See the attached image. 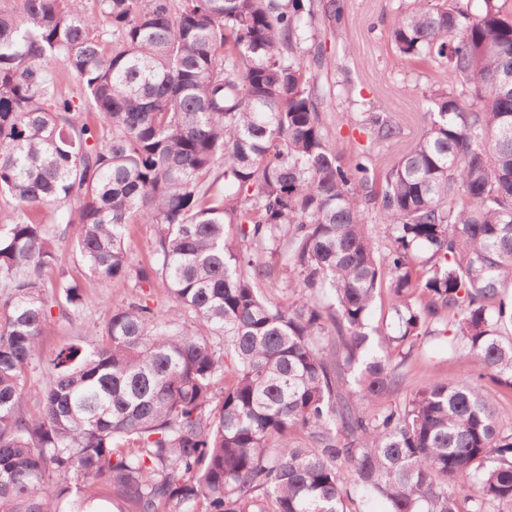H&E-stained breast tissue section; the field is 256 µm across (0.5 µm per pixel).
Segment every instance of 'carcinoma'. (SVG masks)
<instances>
[{"instance_id":"obj_1","label":"carcinoma","mask_w":512,"mask_h":512,"mask_svg":"<svg viewBox=\"0 0 512 512\" xmlns=\"http://www.w3.org/2000/svg\"><path fill=\"white\" fill-rule=\"evenodd\" d=\"M95 3L0 0V512H356L351 486L387 512L512 502L485 392L512 390V0L399 11L391 45L433 83L424 134L381 170L324 119L353 92L318 40L343 0ZM360 125L401 136L378 104ZM69 204L63 226L39 218ZM68 234L91 275L134 288L32 392L52 309H83L70 275L43 281ZM283 277L294 298H268ZM430 337L475 377L380 408ZM128 253L134 263L146 261L151 258V242L149 231L145 226H133L128 238Z\"/></svg>"}]
</instances>
